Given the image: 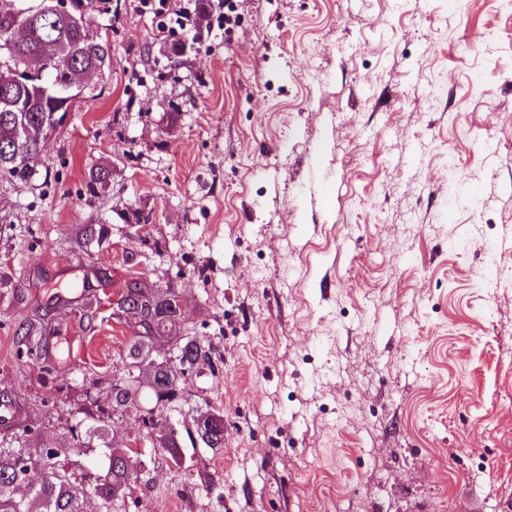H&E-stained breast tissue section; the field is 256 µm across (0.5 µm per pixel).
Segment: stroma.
I'll return each mask as SVG.
<instances>
[{
	"mask_svg": "<svg viewBox=\"0 0 512 512\" xmlns=\"http://www.w3.org/2000/svg\"><path fill=\"white\" fill-rule=\"evenodd\" d=\"M205 5L165 36L138 0H85L110 61L34 174L0 176V397L22 418L0 446L111 404L132 336L112 304L140 276L222 362L155 414L182 460L137 444L134 409L72 457L86 482L131 445L112 512H512V0H235L226 29ZM207 411L218 450L188 436ZM205 413V412H204ZM200 413L199 416L194 419L195 429L196 433L198 434V437L201 439V441L210 449L216 450L219 448H223L224 446V428H220L218 424H216L215 427H213L210 431L206 432L202 438L199 432V425H198V419L199 418H205L207 421L212 420L213 422H216V420H220L223 425V417L216 415L214 413Z\"/></svg>",
	"mask_w": 512,
	"mask_h": 512,
	"instance_id": "35a3bbf8",
	"label": "stroma"
}]
</instances>
